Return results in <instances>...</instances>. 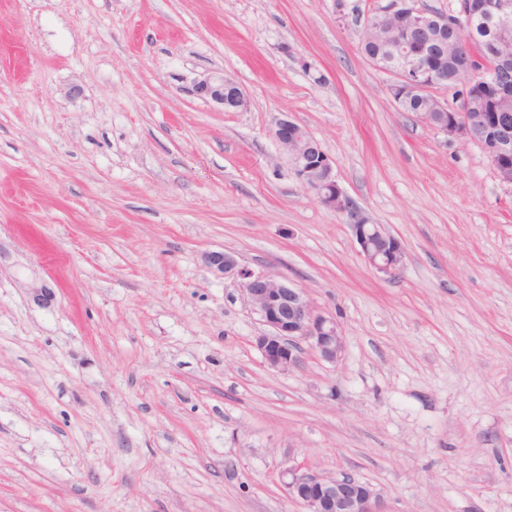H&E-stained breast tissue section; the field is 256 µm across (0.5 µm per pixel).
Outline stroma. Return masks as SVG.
<instances>
[{
    "label": "stroma",
    "instance_id": "1",
    "mask_svg": "<svg viewBox=\"0 0 512 512\" xmlns=\"http://www.w3.org/2000/svg\"><path fill=\"white\" fill-rule=\"evenodd\" d=\"M388 0H0V512H512V186L394 107L354 11ZM214 74L250 104L196 94ZM289 115L405 247L396 276L296 178ZM335 317L267 368L209 252ZM288 497L304 512H385L378 494L353 476L328 477L299 462L282 474Z\"/></svg>",
    "mask_w": 512,
    "mask_h": 512
}]
</instances>
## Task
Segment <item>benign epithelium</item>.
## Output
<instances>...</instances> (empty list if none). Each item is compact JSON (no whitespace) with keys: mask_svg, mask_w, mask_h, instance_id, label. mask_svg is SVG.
I'll return each mask as SVG.
<instances>
[{"mask_svg":"<svg viewBox=\"0 0 512 512\" xmlns=\"http://www.w3.org/2000/svg\"><path fill=\"white\" fill-rule=\"evenodd\" d=\"M462 13L479 18L494 32L496 50L488 54L485 69L471 68L480 47L473 40L469 22L454 25L450 46L439 44V48L456 54L459 65L450 71L434 66L430 57L432 32L448 25V15L421 9L416 0H389L385 7L360 16L359 24L368 36L384 30L391 16L398 17L409 34L405 41H385L393 56H375L368 61L391 77L389 93L399 111H404L413 97L431 99L441 113L440 120L434 121L429 112L417 113L419 120L464 145L482 147L499 180L512 185V128L498 113L480 111L492 97L500 100L502 110L512 109V82L508 80L512 75V0H481L476 6L473 0H466ZM439 87L459 95L448 104L433 95L432 90ZM196 91L228 112L249 107L239 84L224 75L199 82ZM274 138L303 187L324 206L346 217L365 261L385 276L395 275L403 263L404 245L382 225L370 223L339 187L332 158L307 129L288 117L281 118L276 122ZM204 261L218 275L240 278L242 290L267 327L256 337L255 345L269 369H298L308 351L322 361L336 362L343 349L336 320L316 310L302 289L284 277L241 267L230 252L208 253ZM282 477L288 497L304 512H384L378 494L353 476L320 475L299 462L289 466Z\"/></svg>","mask_w":512,"mask_h":512,"instance_id":"obj_1","label":"benign epithelium"}]
</instances>
